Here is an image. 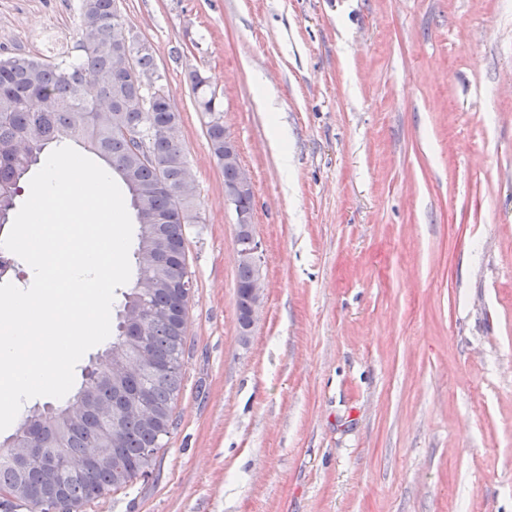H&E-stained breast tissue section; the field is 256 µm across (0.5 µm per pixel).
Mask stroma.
Here are the masks:
<instances>
[{
  "label": "stroma",
  "instance_id": "35a3bbf8",
  "mask_svg": "<svg viewBox=\"0 0 512 512\" xmlns=\"http://www.w3.org/2000/svg\"><path fill=\"white\" fill-rule=\"evenodd\" d=\"M78 4L0 0V49L66 51ZM120 8L167 74L200 221L175 427L86 512H512V0ZM194 69L254 184L248 337ZM259 101L268 112L271 124V144L278 157L280 169L284 176L292 169V157L288 152V129L280 123L279 107L274 96L270 95L265 87L261 86Z\"/></svg>",
  "mask_w": 512,
  "mask_h": 512
}]
</instances>
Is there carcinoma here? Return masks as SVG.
<instances>
[{"mask_svg": "<svg viewBox=\"0 0 512 512\" xmlns=\"http://www.w3.org/2000/svg\"><path fill=\"white\" fill-rule=\"evenodd\" d=\"M116 0H80L78 38L70 51L37 57L14 50L0 58V228L19 183L51 144L73 142L104 161L123 182L136 220L135 286L121 293L107 365L87 367L74 402L29 409L0 443V512H81L112 490L152 473L171 433L182 384L192 290L185 227L199 223L197 194L182 190L188 165L180 116L166 83L145 87L130 73H157L152 49L117 28ZM206 118L224 185L240 173L238 149L224 147V112L205 78L189 73ZM55 99L50 111L42 94ZM140 133V141L128 132ZM252 230L238 227L237 312L248 326L256 270L245 253ZM155 283L153 288L140 284ZM112 449L89 470L61 471Z\"/></svg>", "mask_w": 512, "mask_h": 512, "instance_id": "carcinoma-1", "label": "carcinoma"}]
</instances>
